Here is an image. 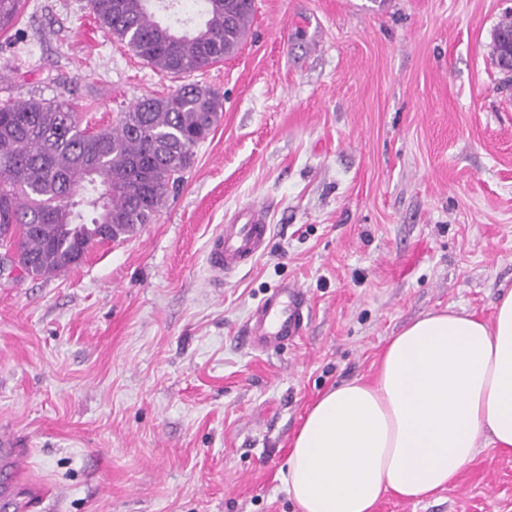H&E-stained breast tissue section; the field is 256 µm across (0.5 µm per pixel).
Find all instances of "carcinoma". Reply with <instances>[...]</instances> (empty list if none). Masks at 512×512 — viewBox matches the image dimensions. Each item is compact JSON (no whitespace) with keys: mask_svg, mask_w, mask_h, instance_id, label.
Instances as JSON below:
<instances>
[{"mask_svg":"<svg viewBox=\"0 0 512 512\" xmlns=\"http://www.w3.org/2000/svg\"><path fill=\"white\" fill-rule=\"evenodd\" d=\"M22 0H0V33ZM153 0H91L104 30L148 65L181 75L236 53L253 0H204L205 20L178 29L157 20ZM223 100L186 84L146 95L106 127H83L72 104L31 98L0 105V248L24 274L56 275L106 240L151 223L169 187L214 129Z\"/></svg>","mask_w":512,"mask_h":512,"instance_id":"1","label":"carcinoma"}]
</instances>
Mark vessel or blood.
Listing matches in <instances>:
<instances>
[{
	"label": "vessel or blood",
	"instance_id": "b4317fda",
	"mask_svg": "<svg viewBox=\"0 0 512 512\" xmlns=\"http://www.w3.org/2000/svg\"><path fill=\"white\" fill-rule=\"evenodd\" d=\"M241 224H228L216 232L208 245L210 283L222 285L226 274L263 251L269 226L261 210L249 208ZM307 308L304 292L293 282H282L265 296L249 317L245 343L255 350H271L294 340Z\"/></svg>",
	"mask_w": 512,
	"mask_h": 512
}]
</instances>
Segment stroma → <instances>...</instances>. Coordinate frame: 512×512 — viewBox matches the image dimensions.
<instances>
[{
  "label": "stroma",
  "instance_id": "obj_1",
  "mask_svg": "<svg viewBox=\"0 0 512 512\" xmlns=\"http://www.w3.org/2000/svg\"><path fill=\"white\" fill-rule=\"evenodd\" d=\"M512 0H255L235 55L173 76L91 0H25L0 34V104L76 103L115 122L146 95L210 87L224 112L150 224L51 278L0 277V431L40 512H294L279 472L308 406L369 376L423 314L491 320L512 290V77L490 54ZM262 253L211 287L207 245L243 208ZM302 335L243 341L283 281ZM376 512H512V453Z\"/></svg>",
  "mask_w": 512,
  "mask_h": 512
}]
</instances>
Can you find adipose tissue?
<instances>
[{
    "instance_id": "adipose-tissue-1",
    "label": "adipose tissue",
    "mask_w": 512,
    "mask_h": 512,
    "mask_svg": "<svg viewBox=\"0 0 512 512\" xmlns=\"http://www.w3.org/2000/svg\"><path fill=\"white\" fill-rule=\"evenodd\" d=\"M512 452V290L484 321L430 311L389 339L370 379L329 388L291 442L298 512H375L457 483L478 449Z\"/></svg>"
}]
</instances>
